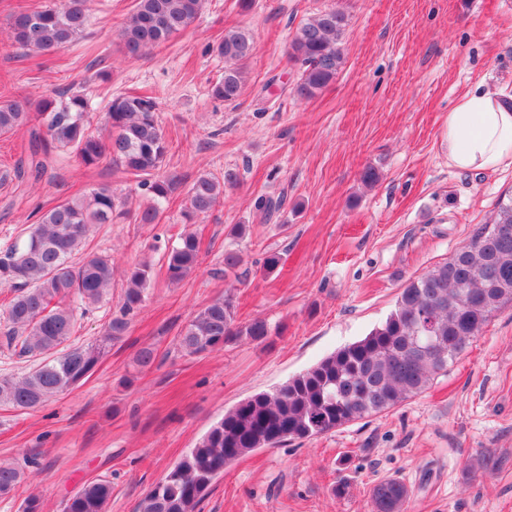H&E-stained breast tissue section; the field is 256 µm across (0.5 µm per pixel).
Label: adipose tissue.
<instances>
[{
  "instance_id": "1",
  "label": "adipose tissue",
  "mask_w": 512,
  "mask_h": 512,
  "mask_svg": "<svg viewBox=\"0 0 512 512\" xmlns=\"http://www.w3.org/2000/svg\"><path fill=\"white\" fill-rule=\"evenodd\" d=\"M448 161L471 172L512 166V105L491 90L460 97L448 114L444 133Z\"/></svg>"
}]
</instances>
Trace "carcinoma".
Instances as JSON below:
<instances>
[{"label":"carcinoma","mask_w":512,"mask_h":512,"mask_svg":"<svg viewBox=\"0 0 512 512\" xmlns=\"http://www.w3.org/2000/svg\"><path fill=\"white\" fill-rule=\"evenodd\" d=\"M204 0H137L121 37L126 54L140 57L165 44L189 26ZM89 25L88 0H48L40 8L10 19V39L29 52L56 53L75 42ZM348 16L341 10L320 12L305 22L290 43V58L301 65L292 92L311 99L335 79L344 65L342 40ZM256 51L251 32L230 29L217 46L224 76L211 85L215 99L233 103L246 82L245 65ZM89 99L59 91L34 109L0 102V134L31 126L33 155L48 159L66 152L85 167L102 159L138 178L154 204L137 216L140 224H157L163 204L178 189L181 177L164 170L167 146L157 102L148 96L119 94L107 103V136L92 130ZM224 181L200 175L187 190L184 217L211 212L224 199ZM119 200L100 185L41 213L25 236L0 248V286L14 292L6 311L9 335L20 340V353L38 360L22 378L0 377V405L33 410L87 379L100 359L127 330L125 316L137 309L151 282V268L126 270L122 316L104 326L95 342L71 345L76 309L102 302L112 286L113 262L106 254L84 249L97 224H110ZM512 196L500 199L490 222L446 261L402 286L395 308L363 338L345 345L271 392H258L224 413L206 434L136 505V512H196L226 467L240 458L292 440L319 437L401 405L423 392L480 335L505 305H512ZM197 236L185 233L168 250L167 280L174 284L199 265ZM277 250L263 253L265 274L283 265ZM243 283L249 268L237 248L224 250V275ZM279 335L266 320L238 321L232 298L219 297L201 307L185 326L178 344L189 355L221 350L242 337L268 344ZM18 466L0 464V496L22 482ZM408 486L396 479L378 482L371 491L372 512H406ZM112 482L99 479L80 487L63 503V512H106Z\"/></svg>","instance_id":"obj_1"}]
</instances>
